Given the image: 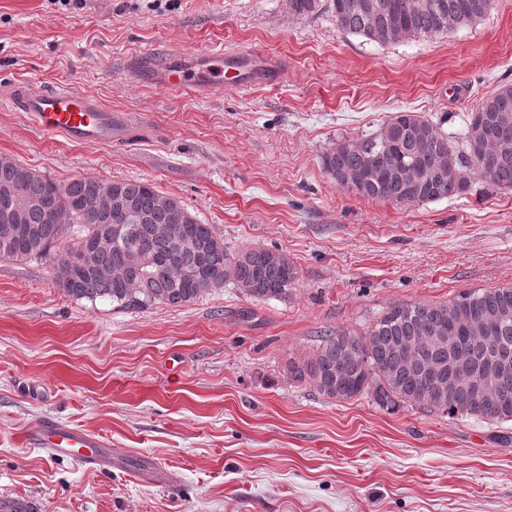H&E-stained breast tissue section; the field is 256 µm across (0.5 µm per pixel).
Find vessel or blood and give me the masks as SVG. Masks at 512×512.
Instances as JSON below:
<instances>
[{"label": "vessel or blood", "instance_id": "b4317fda", "mask_svg": "<svg viewBox=\"0 0 512 512\" xmlns=\"http://www.w3.org/2000/svg\"><path fill=\"white\" fill-rule=\"evenodd\" d=\"M239 57L236 51L204 48L192 53H170L160 59L146 56L135 71L174 94L211 95L223 90L224 70L238 66ZM0 103L30 113L43 131L64 135L76 143L108 144L122 133L111 110L95 96L69 87L35 90L19 84L1 97ZM26 440L53 448L85 466L101 464L107 453L101 440L54 421L41 424L37 431L27 434Z\"/></svg>", "mask_w": 512, "mask_h": 512}]
</instances>
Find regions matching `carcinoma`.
Returning <instances> with one entry per match:
<instances>
[{
    "label": "carcinoma",
    "mask_w": 512,
    "mask_h": 512,
    "mask_svg": "<svg viewBox=\"0 0 512 512\" xmlns=\"http://www.w3.org/2000/svg\"><path fill=\"white\" fill-rule=\"evenodd\" d=\"M288 0V12L309 16L327 10L343 32L369 43L389 45L411 38L445 36L481 19L491 0ZM0 185L18 186L17 202L27 207L26 223L40 234L38 248L6 240L0 232V259L46 258L56 267L80 249L96 225L102 224L105 190L129 205L121 223L122 239L101 247L95 270L79 275L63 292L91 303L108 301L116 310H145L156 305H187L208 290L231 284L255 300H286L297 275L288 258L267 248L234 255L212 228L190 213L185 226L190 243L177 246L163 229L173 223L176 197L137 180L104 181L94 177L57 181L3 157ZM336 183L368 200L397 205L448 199L463 193L479 178L498 189H512V84L486 96L467 120L464 136L450 139L429 120L398 112L380 129L336 143L322 159ZM495 344L468 336L474 316L496 319ZM512 352V286L464 290L446 303H398L364 330L338 328L322 339L313 355L291 361L295 382L307 383L322 395L348 400L368 395L382 409L422 407L448 416L512 421V366L501 375L497 392L481 394L475 383L490 370L493 348ZM446 368L442 394L415 387L416 370L428 361ZM0 512H36L24 499H1Z\"/></svg>",
    "instance_id": "cac0c4a2"
}]
</instances>
